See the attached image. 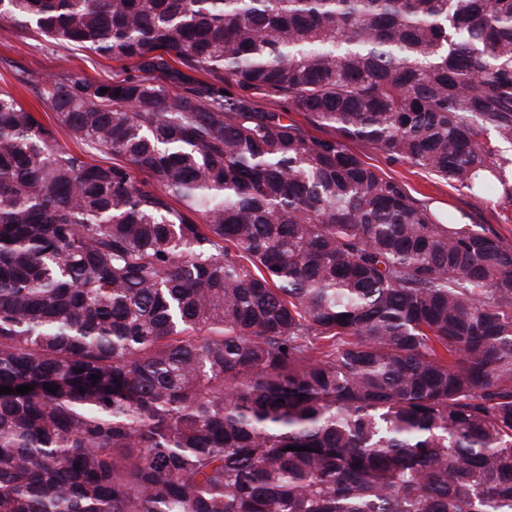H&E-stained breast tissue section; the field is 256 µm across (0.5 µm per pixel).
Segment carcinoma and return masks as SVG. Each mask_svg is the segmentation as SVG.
I'll use <instances>...</instances> for the list:
<instances>
[{
  "label": "carcinoma",
  "mask_w": 512,
  "mask_h": 512,
  "mask_svg": "<svg viewBox=\"0 0 512 512\" xmlns=\"http://www.w3.org/2000/svg\"><path fill=\"white\" fill-rule=\"evenodd\" d=\"M0 20L135 71L0 90V512H512V244L350 147L512 197V0Z\"/></svg>",
  "instance_id": "obj_1"
}]
</instances>
